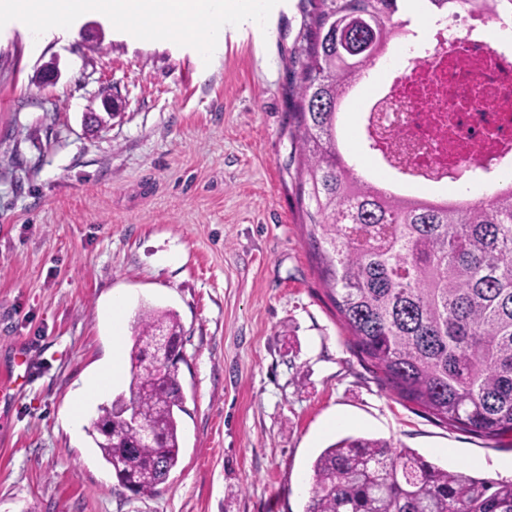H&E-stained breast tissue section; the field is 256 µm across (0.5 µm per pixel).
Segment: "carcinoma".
Segmentation results:
<instances>
[{
    "instance_id": "carcinoma-1",
    "label": "carcinoma",
    "mask_w": 512,
    "mask_h": 512,
    "mask_svg": "<svg viewBox=\"0 0 512 512\" xmlns=\"http://www.w3.org/2000/svg\"><path fill=\"white\" fill-rule=\"evenodd\" d=\"M298 61L299 198L330 298L360 353L402 399L486 437L512 434V184L473 205L408 201L366 181L338 139L350 88L395 31L398 0H309ZM176 313L135 320L127 391L91 436L120 483L148 497L179 462V371L159 374L155 337L182 338ZM131 406L129 423L121 413ZM150 431L154 441L142 443ZM305 512H512V480L442 468L384 439L349 436L312 465Z\"/></svg>"
}]
</instances>
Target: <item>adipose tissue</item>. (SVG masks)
Segmentation results:
<instances>
[{"label": "adipose tissue", "mask_w": 512, "mask_h": 512, "mask_svg": "<svg viewBox=\"0 0 512 512\" xmlns=\"http://www.w3.org/2000/svg\"><path fill=\"white\" fill-rule=\"evenodd\" d=\"M255 0H38L42 34H63L84 15L102 14L110 19L133 20L140 41L159 42L172 39L177 21H206L207 27L197 40L201 60L224 49V23L252 26L256 22ZM123 373L120 357L112 359L96 377L85 382L72 395V406L64 415L72 428H79L87 406L105 387Z\"/></svg>", "instance_id": "obj_1"}]
</instances>
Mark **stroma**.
Instances as JSON below:
<instances>
[{
    "label": "stroma",
    "mask_w": 512,
    "mask_h": 512,
    "mask_svg": "<svg viewBox=\"0 0 512 512\" xmlns=\"http://www.w3.org/2000/svg\"><path fill=\"white\" fill-rule=\"evenodd\" d=\"M307 8L225 25L207 71L194 40L138 44L118 20L36 46L37 20L0 25V512H304L314 459L348 435L507 479L512 437L400 400L329 298L296 192ZM147 306L180 319L184 410L177 468L135 497L88 434L97 408L77 431L60 416Z\"/></svg>",
    "instance_id": "obj_1"
}]
</instances>
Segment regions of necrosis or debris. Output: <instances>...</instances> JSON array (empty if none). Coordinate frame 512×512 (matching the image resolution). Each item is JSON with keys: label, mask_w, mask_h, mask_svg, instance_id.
<instances>
[{"label": "necrosis or debris", "mask_w": 512, "mask_h": 512, "mask_svg": "<svg viewBox=\"0 0 512 512\" xmlns=\"http://www.w3.org/2000/svg\"><path fill=\"white\" fill-rule=\"evenodd\" d=\"M491 23L512 30V11L436 14L378 58L392 77L373 88L357 126L388 192L459 204L460 186L512 176V39L490 43Z\"/></svg>", "instance_id": "4bbe7bcc"}]
</instances>
